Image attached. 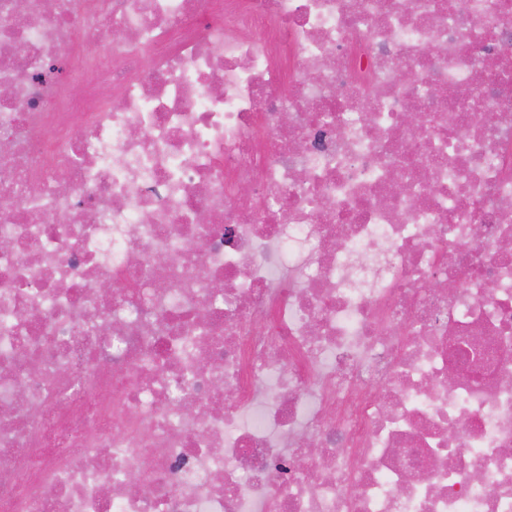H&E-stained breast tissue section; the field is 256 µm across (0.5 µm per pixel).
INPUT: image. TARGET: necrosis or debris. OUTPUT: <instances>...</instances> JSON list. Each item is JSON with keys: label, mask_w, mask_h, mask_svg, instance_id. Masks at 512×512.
Wrapping results in <instances>:
<instances>
[{"label": "necrosis or debris", "mask_w": 512, "mask_h": 512, "mask_svg": "<svg viewBox=\"0 0 512 512\" xmlns=\"http://www.w3.org/2000/svg\"><path fill=\"white\" fill-rule=\"evenodd\" d=\"M0 239V512H512V0H0Z\"/></svg>", "instance_id": "necrosis-or-debris-1"}]
</instances>
